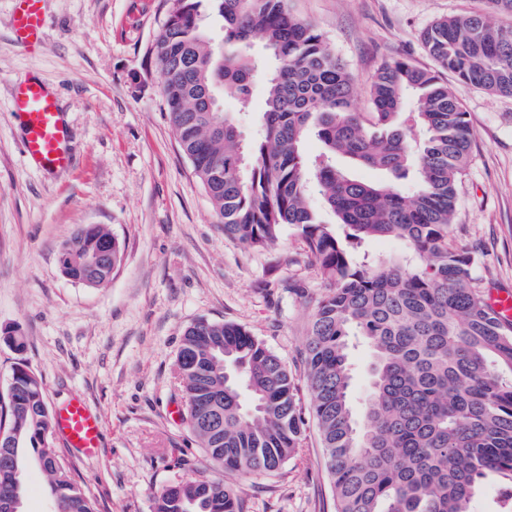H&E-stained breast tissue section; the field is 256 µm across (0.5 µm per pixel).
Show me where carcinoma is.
I'll return each instance as SVG.
<instances>
[{
	"instance_id": "cac0c4a2",
	"label": "carcinoma",
	"mask_w": 512,
	"mask_h": 512,
	"mask_svg": "<svg viewBox=\"0 0 512 512\" xmlns=\"http://www.w3.org/2000/svg\"><path fill=\"white\" fill-rule=\"evenodd\" d=\"M206 4L223 22L222 52L203 30ZM424 42L458 80L512 94V28L490 14L440 19ZM154 55L177 139L224 236L267 248L293 229L330 285L306 339V407L285 359L244 327L202 320L185 330L176 375L188 429L206 456L229 472H273L310 415L334 512H471L490 475L512 512V322L487 303L474 256L448 246L471 148L466 112L448 85L395 59L372 79L371 111H355L345 64L287 0H177ZM259 80V132L248 140L222 98L206 92L222 87L246 101ZM311 137L322 144L315 157L305 151ZM338 157L389 180L361 179ZM406 180L415 184L410 196ZM316 195L347 228L345 239L314 207ZM369 239H394L406 254L355 257ZM108 250L117 265L108 228L83 225L60 251L62 272L82 284L85 256ZM353 338L371 358L360 410L351 402ZM0 431L15 443L9 468L0 465V505L20 512L32 456L60 512H96L54 448L41 381L20 366L0 398ZM153 512L244 509L233 489L198 470L164 488Z\"/></svg>"
}]
</instances>
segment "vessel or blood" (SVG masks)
<instances>
[{"label":"vessel or blood","mask_w":512,"mask_h":512,"mask_svg":"<svg viewBox=\"0 0 512 512\" xmlns=\"http://www.w3.org/2000/svg\"><path fill=\"white\" fill-rule=\"evenodd\" d=\"M11 26L18 46L31 51L45 35L44 0H15ZM12 117L23 132V153L29 164L47 171L71 164L69 129L55 96L38 80L24 76L11 93ZM55 431L59 440L84 458H94L100 448L101 416L80 396L57 405Z\"/></svg>","instance_id":"1"}]
</instances>
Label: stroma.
Segmentation results:
<instances>
[{"mask_svg": "<svg viewBox=\"0 0 512 512\" xmlns=\"http://www.w3.org/2000/svg\"><path fill=\"white\" fill-rule=\"evenodd\" d=\"M176 0H45L43 45L22 51L13 0H0V397L23 366L48 406L84 397L103 420L97 460L65 447L73 479L98 512H152L155 495L210 466L189 432L175 358L200 319L246 327L304 376V344L325 292L302 238L286 230L265 249L225 237L209 197L182 153L161 92L152 48ZM343 60L357 111L397 58L431 69L422 37L437 20L484 11L485 0H288ZM31 74L52 91L71 132L74 162L48 173L28 165L10 92ZM444 81L467 114L472 148L448 227L452 247L477 260L483 289L512 290V95ZM84 224L108 225L121 260L111 279L68 280L59 252ZM301 281L306 292L286 291ZM25 339L16 351L3 337ZM244 512H332V490L315 422L276 472L213 467Z\"/></svg>", "mask_w": 512, "mask_h": 512, "instance_id": "1", "label": "stroma"}]
</instances>
